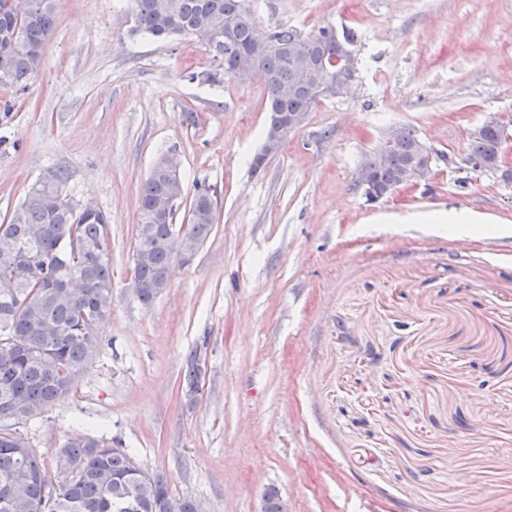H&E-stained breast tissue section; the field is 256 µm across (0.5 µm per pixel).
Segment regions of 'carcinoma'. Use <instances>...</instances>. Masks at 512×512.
<instances>
[{
	"instance_id": "carcinoma-1",
	"label": "carcinoma",
	"mask_w": 512,
	"mask_h": 512,
	"mask_svg": "<svg viewBox=\"0 0 512 512\" xmlns=\"http://www.w3.org/2000/svg\"><path fill=\"white\" fill-rule=\"evenodd\" d=\"M129 34L157 39L214 34L206 44L224 74L240 81L262 75L267 131L292 114L306 115L322 98L308 70H335L333 61L355 42L322 26L303 34L286 26L266 37L256 31L248 0H135ZM54 0H0V76L23 87L36 74L55 27ZM409 128L364 165L365 177L386 191L401 181L416 152ZM498 132L469 138L467 161L489 168L499 152ZM26 191L8 221L0 223V512H196L189 498L171 495L167 480L134 469L130 456L93 436L65 441L49 465L28 439L10 428L32 421L68 394L101 344L100 325L112 310V263L107 218L98 208L83 214L65 195L67 172ZM210 186L193 192L184 237L205 242L216 221ZM187 196L174 155L161 159L139 188L133 273L149 305L167 285L177 257L172 193Z\"/></svg>"
}]
</instances>
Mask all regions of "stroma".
Instances as JSON below:
<instances>
[{"mask_svg": "<svg viewBox=\"0 0 512 512\" xmlns=\"http://www.w3.org/2000/svg\"><path fill=\"white\" fill-rule=\"evenodd\" d=\"M257 30L353 31L356 79L265 167L266 86L201 42L128 33L133 0H55L37 76L0 80V220L56 169L109 218L112 311L97 356L40 419L132 453L203 512H512V140L467 163L491 113L512 130V0H249ZM431 178L368 201L362 167L399 128ZM177 155L216 224L152 305L132 287L141 182ZM465 208L496 231L424 223ZM199 351L200 391L184 395ZM488 126L504 128L498 116L490 114L481 125L469 132L468 138L471 134L479 132L482 127ZM468 141L467 161H469L474 168L491 169L488 163L493 162L501 146L498 132L493 128H486L477 134H473ZM501 162L502 154L500 153L494 161V168L499 167Z\"/></svg>", "mask_w": 512, "mask_h": 512, "instance_id": "stroma-1", "label": "stroma"}]
</instances>
